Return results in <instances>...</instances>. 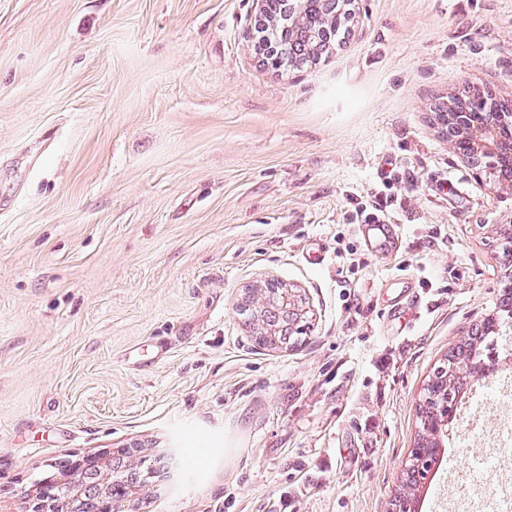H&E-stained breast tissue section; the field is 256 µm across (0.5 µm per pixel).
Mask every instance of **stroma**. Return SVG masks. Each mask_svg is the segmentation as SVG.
Here are the masks:
<instances>
[{
	"instance_id": "stroma-1",
	"label": "stroma",
	"mask_w": 512,
	"mask_h": 512,
	"mask_svg": "<svg viewBox=\"0 0 512 512\" xmlns=\"http://www.w3.org/2000/svg\"><path fill=\"white\" fill-rule=\"evenodd\" d=\"M353 7L275 68L256 0H0V512L127 446V512H390L429 375L502 291L512 194L432 109L512 101V0ZM377 208L394 254L358 232ZM267 278L304 342L252 340ZM461 466L490 491L512 454L445 445L417 512Z\"/></svg>"
}]
</instances>
